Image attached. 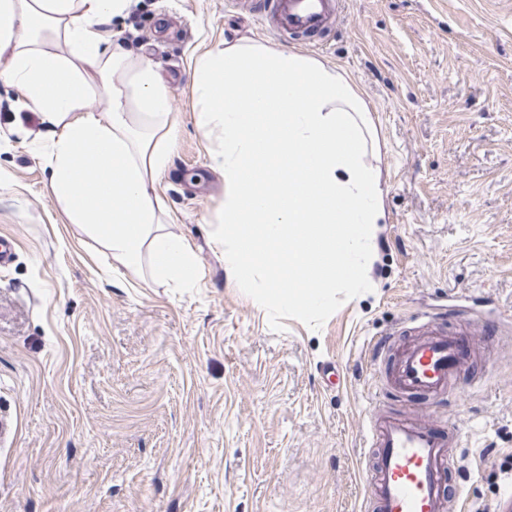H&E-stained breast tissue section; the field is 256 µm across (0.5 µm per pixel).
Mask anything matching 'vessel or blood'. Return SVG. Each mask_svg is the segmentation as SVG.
<instances>
[{
  "instance_id": "vessel-or-blood-1",
  "label": "vessel or blood",
  "mask_w": 512,
  "mask_h": 512,
  "mask_svg": "<svg viewBox=\"0 0 512 512\" xmlns=\"http://www.w3.org/2000/svg\"><path fill=\"white\" fill-rule=\"evenodd\" d=\"M260 14L280 38L313 36L335 22L336 0H262ZM471 354L469 341L420 316L414 337L397 350L389 384L409 396L448 392ZM455 443L446 427L373 408L364 436L375 456L373 512H452L442 481Z\"/></svg>"
}]
</instances>
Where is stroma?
Masks as SVG:
<instances>
[{
	"instance_id": "stroma-1",
	"label": "stroma",
	"mask_w": 512,
	"mask_h": 512,
	"mask_svg": "<svg viewBox=\"0 0 512 512\" xmlns=\"http://www.w3.org/2000/svg\"><path fill=\"white\" fill-rule=\"evenodd\" d=\"M255 0H132L107 32L163 79L177 135L155 193L193 287L113 269L50 187L45 128L0 78V512H370L373 405L458 435L465 512H512V0H339L311 41ZM248 37L345 70L371 110L386 224L362 288L314 315L253 303L224 269L217 137L192 62ZM480 320L452 396L391 389L410 316Z\"/></svg>"
}]
</instances>
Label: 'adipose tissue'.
Here are the masks:
<instances>
[{
    "label": "adipose tissue",
    "mask_w": 512,
    "mask_h": 512,
    "mask_svg": "<svg viewBox=\"0 0 512 512\" xmlns=\"http://www.w3.org/2000/svg\"><path fill=\"white\" fill-rule=\"evenodd\" d=\"M129 0H0L5 77L40 112L51 190L72 223L129 269L178 286L194 255L152 193L173 149L167 88L105 23ZM206 134L221 132L224 218L215 240L256 303L306 313L359 284L385 223L370 110L352 81L299 52L241 38L198 56ZM248 107H240V98ZM99 103L86 107L87 100Z\"/></svg>",
    "instance_id": "1"
}]
</instances>
